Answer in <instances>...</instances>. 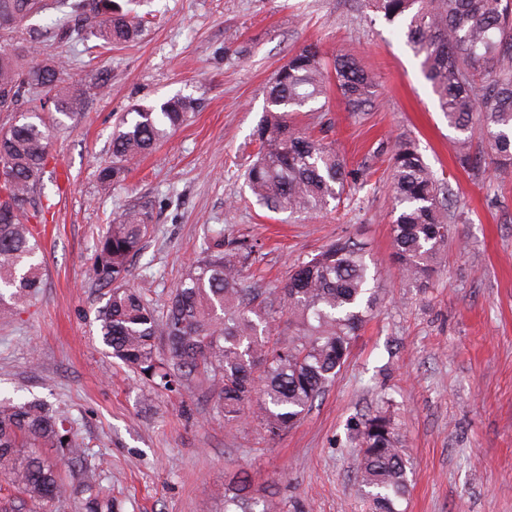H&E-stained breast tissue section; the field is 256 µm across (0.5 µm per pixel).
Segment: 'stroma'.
Masks as SVG:
<instances>
[{
  "label": "stroma",
  "mask_w": 512,
  "mask_h": 512,
  "mask_svg": "<svg viewBox=\"0 0 512 512\" xmlns=\"http://www.w3.org/2000/svg\"><path fill=\"white\" fill-rule=\"evenodd\" d=\"M137 11L150 16L137 41L95 58L53 9L24 32L0 35L27 63L62 60L67 82L85 92L83 114L55 127L35 192L43 205L35 222L48 227L44 288L0 322V399L38 397L68 413L89 457L64 476L110 482L119 512H224V485L242 472L283 512H362L352 426L384 405L410 468L401 512H512V167L490 155L474 173L457 165V132L400 23L363 0H141ZM310 43L354 54L376 78L378 98L354 112L333 92L326 111L296 113L300 128L321 133L367 180L338 208L295 222L256 205L244 173L265 86ZM176 96L199 103L189 123L101 194L117 117ZM406 138L449 183L450 212L462 218L423 289L393 260L390 157ZM145 201L156 222L131 283L158 307L214 228L260 243L243 281L271 292L342 236L364 244L378 267L373 318L332 386L280 436L248 421L225 424L196 380L155 389L107 354L96 244L123 209Z\"/></svg>",
  "instance_id": "obj_1"
}]
</instances>
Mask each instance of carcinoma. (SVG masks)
Segmentation results:
<instances>
[{
    "instance_id": "cac0c4a2",
    "label": "carcinoma",
    "mask_w": 512,
    "mask_h": 512,
    "mask_svg": "<svg viewBox=\"0 0 512 512\" xmlns=\"http://www.w3.org/2000/svg\"><path fill=\"white\" fill-rule=\"evenodd\" d=\"M116 0H54L78 15L80 30L97 40L95 50L135 41L143 19ZM365 7L403 32L430 82L439 110L461 134L455 142L459 165L482 167L473 138L512 166V0H364ZM45 0H0V29L20 32L46 9ZM65 66L50 60L29 66L0 47V110L20 101L49 103L59 114L84 109L83 93L65 85ZM351 110L377 99L376 83L347 53H327L317 44L297 50L266 88L267 106L254 129L256 158L245 181L267 210L299 216L341 201L362 180L332 145L303 131L293 114L306 106L323 110L330 87ZM195 111L187 98L160 106L134 107L112 132V161L99 169L104 193L124 180L128 164L146 155ZM50 124L30 112L0 130V161L9 178L0 182V319L34 299L43 285L42 247L24 218L43 177ZM393 256L409 284L429 283L435 260L448 245L449 185L426 163L417 145L399 141L391 157ZM154 224L153 208L125 209L99 239L95 279L108 288L99 310L101 340L112 359L151 383L170 389L197 378L218 396L224 422L249 418L276 437L299 422L334 382L379 300L364 247L339 237L296 264L275 293L242 284V272L256 260L254 246L224 239L216 230L203 255L187 267L163 310L129 284L130 260ZM286 319V338L280 334ZM356 474L367 512H399L408 492V461L388 409L362 416L353 428ZM71 422L41 400H0V477L19 500L0 512H22L28 503L48 507L73 497L79 512H115L110 489L93 479L65 481L60 463L83 465ZM224 512H281L278 502L253 495L244 474L224 487Z\"/></svg>"
}]
</instances>
